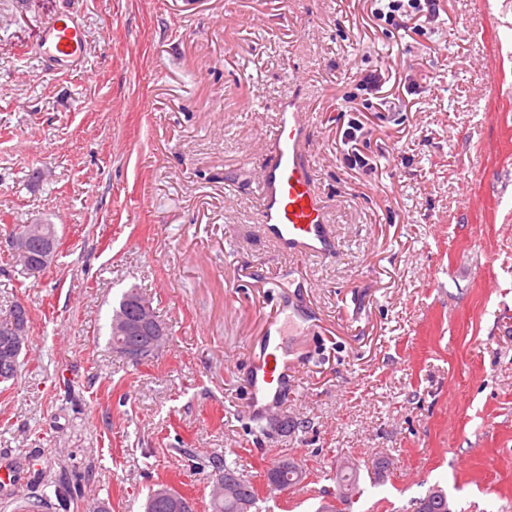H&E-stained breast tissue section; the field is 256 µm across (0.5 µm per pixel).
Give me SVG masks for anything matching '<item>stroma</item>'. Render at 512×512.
Returning a JSON list of instances; mask_svg holds the SVG:
<instances>
[{"instance_id": "obj_1", "label": "stroma", "mask_w": 512, "mask_h": 512, "mask_svg": "<svg viewBox=\"0 0 512 512\" xmlns=\"http://www.w3.org/2000/svg\"><path fill=\"white\" fill-rule=\"evenodd\" d=\"M375 7L0 0V212L61 240L39 277L0 250V311L30 320L0 383V458L26 481L0 487V512H144L160 480L210 512L215 455L258 487L282 457L311 470L262 491V512H316L340 459L360 469L348 512H411L435 486L456 512H512V0H440L408 35ZM61 13L82 20V68L36 50ZM376 72L381 92L359 90ZM291 93L329 258L288 257L259 226L256 172ZM131 287L169 329L145 365L108 344ZM284 294L295 387L260 428L248 342Z\"/></svg>"}]
</instances>
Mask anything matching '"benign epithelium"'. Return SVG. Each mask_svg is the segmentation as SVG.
<instances>
[{
    "label": "benign epithelium",
    "instance_id": "obj_1",
    "mask_svg": "<svg viewBox=\"0 0 512 512\" xmlns=\"http://www.w3.org/2000/svg\"><path fill=\"white\" fill-rule=\"evenodd\" d=\"M43 225L26 224L0 236V243L8 246L13 258L27 265L29 273L38 277L47 268L54 254L58 252L55 238L42 233ZM113 335L127 340V359L142 363L162 349L165 331L155 318L151 302L142 295L131 297L126 306L112 318ZM29 335L28 320L13 324L10 332L0 343V367L5 369L15 361L16 351L25 345ZM297 468V463L282 459L265 475V485L276 489H287L283 473Z\"/></svg>",
    "mask_w": 512,
    "mask_h": 512
}]
</instances>
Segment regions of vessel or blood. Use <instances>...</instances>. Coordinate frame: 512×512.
Wrapping results in <instances>:
<instances>
[{
  "label": "vessel or blood",
  "mask_w": 512,
  "mask_h": 512,
  "mask_svg": "<svg viewBox=\"0 0 512 512\" xmlns=\"http://www.w3.org/2000/svg\"><path fill=\"white\" fill-rule=\"evenodd\" d=\"M42 44L50 62L78 67L84 59L85 35L78 21L60 15L45 26ZM307 107L287 98L277 114V134L267 149V160L257 172L262 189L260 224L264 233L289 255L302 259L328 257L336 240L324 212V200L315 184L306 150ZM275 323H267L264 346L253 362L251 403L281 392L295 365L275 343Z\"/></svg>",
  "instance_id": "b4317fda"
}]
</instances>
